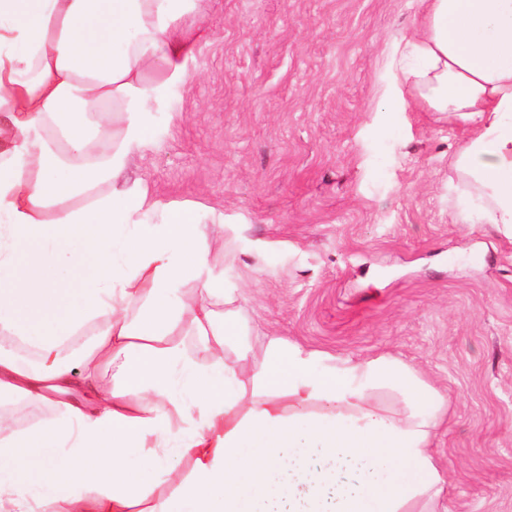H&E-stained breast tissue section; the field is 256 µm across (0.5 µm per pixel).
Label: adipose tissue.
Returning <instances> with one entry per match:
<instances>
[{
  "mask_svg": "<svg viewBox=\"0 0 512 512\" xmlns=\"http://www.w3.org/2000/svg\"><path fill=\"white\" fill-rule=\"evenodd\" d=\"M195 2L0 0V395L65 398L26 432L0 419V512H438L446 397L401 361L278 338L227 359L239 325L212 306L201 214L120 182L155 93L185 74ZM424 2L393 65L417 107L469 127L454 169L479 222L512 236V0ZM90 323L76 376L59 350ZM379 385L405 390V415L373 404Z\"/></svg>",
  "mask_w": 512,
  "mask_h": 512,
  "instance_id": "adipose-tissue-1",
  "label": "adipose tissue"
}]
</instances>
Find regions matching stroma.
Masks as SVG:
<instances>
[{
  "label": "stroma",
  "mask_w": 512,
  "mask_h": 512,
  "mask_svg": "<svg viewBox=\"0 0 512 512\" xmlns=\"http://www.w3.org/2000/svg\"><path fill=\"white\" fill-rule=\"evenodd\" d=\"M206 31L124 172L206 216L247 326L395 358L448 397V512H512V238L452 166L465 126L408 107L392 66L422 0H206Z\"/></svg>",
  "instance_id": "obj_1"
}]
</instances>
